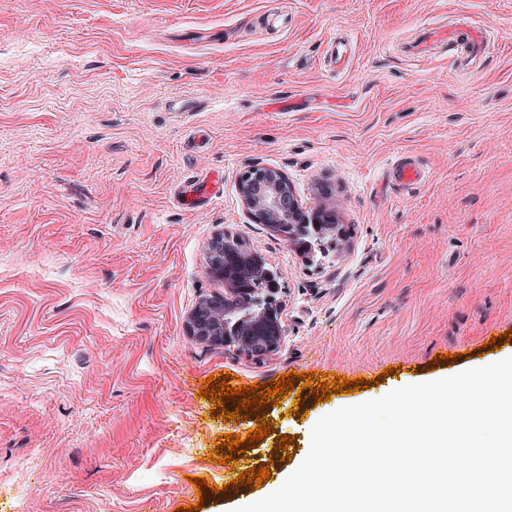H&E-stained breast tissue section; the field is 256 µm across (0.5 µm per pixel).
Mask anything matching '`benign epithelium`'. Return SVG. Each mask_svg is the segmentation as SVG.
I'll use <instances>...</instances> for the list:
<instances>
[{"label": "benign epithelium", "mask_w": 512, "mask_h": 512, "mask_svg": "<svg viewBox=\"0 0 512 512\" xmlns=\"http://www.w3.org/2000/svg\"><path fill=\"white\" fill-rule=\"evenodd\" d=\"M239 194L252 221L265 225L271 232L284 235L288 245L299 252L305 244L294 233L284 234L286 225L312 222L322 231H336L344 237L337 224V208L327 198L311 211L306 210L295 195L288 176L277 168L252 166L240 177ZM208 274L224 282V297L201 301L190 313L187 330L196 341L209 346H235L241 351L262 356L276 351L286 330L278 308L260 304L254 312L235 322L236 331L224 333V323L250 292V281L262 276L260 268L235 254L232 274H224V237H216L209 246Z\"/></svg>", "instance_id": "1"}]
</instances>
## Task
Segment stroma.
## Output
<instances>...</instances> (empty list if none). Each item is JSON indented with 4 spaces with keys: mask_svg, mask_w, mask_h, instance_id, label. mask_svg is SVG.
<instances>
[{
    "mask_svg": "<svg viewBox=\"0 0 512 512\" xmlns=\"http://www.w3.org/2000/svg\"><path fill=\"white\" fill-rule=\"evenodd\" d=\"M445 24L486 33L476 67L410 56ZM335 34L355 42L338 71ZM401 157L425 180L388 181ZM253 165L306 208L335 201L345 239L303 255L252 223ZM211 175L216 193L179 200ZM220 234L277 274L276 352L187 332L224 295ZM511 355L512 0H0V512H233L300 465L322 416ZM291 372L369 384L290 388L267 437L212 462L257 421L216 415L208 376Z\"/></svg>",
    "mask_w": 512,
    "mask_h": 512,
    "instance_id": "obj_1",
    "label": "stroma"
}]
</instances>
